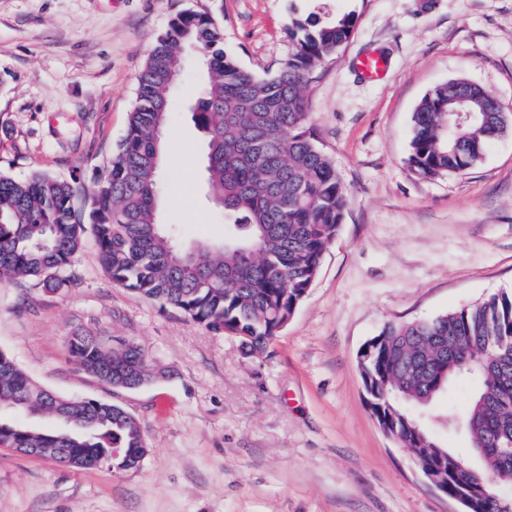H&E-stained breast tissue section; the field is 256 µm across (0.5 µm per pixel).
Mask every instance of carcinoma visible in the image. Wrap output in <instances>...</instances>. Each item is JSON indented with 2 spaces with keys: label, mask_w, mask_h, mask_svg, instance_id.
<instances>
[{
  "label": "carcinoma",
  "mask_w": 512,
  "mask_h": 512,
  "mask_svg": "<svg viewBox=\"0 0 512 512\" xmlns=\"http://www.w3.org/2000/svg\"><path fill=\"white\" fill-rule=\"evenodd\" d=\"M356 24L353 13L292 19L288 60L260 76L224 50L223 30L207 14L177 15L145 60L126 133L82 208L67 180L0 174V283L67 287L58 273L89 233L113 283L264 355L315 282L348 206L333 160L307 125L305 76L336 55ZM194 48L206 78L190 93L191 114L206 136V183L224 211V238L188 243L158 222V203L169 95ZM456 89L453 82L433 88L413 112L410 163L421 175L467 171L490 141L512 133V119L491 111L461 129L448 125ZM67 345L77 367L100 380H149L150 359L137 346L109 347L83 332ZM358 367L382 431L439 475L448 493L467 490L469 512H497L496 484H512V294H492L427 320L389 323L366 342ZM462 375L476 389L462 410L448 408V419L467 434L478 462V476L465 486L463 457L411 411L452 391ZM0 402L67 424L42 433L0 420V445L55 448L51 458L73 468L120 465L123 459L112 460L115 448L136 461L147 447L140 421L122 406L59 396L2 351Z\"/></svg>",
  "instance_id": "obj_1"
}]
</instances>
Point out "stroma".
<instances>
[{"label": "stroma", "instance_id": "35a3bbf8", "mask_svg": "<svg viewBox=\"0 0 512 512\" xmlns=\"http://www.w3.org/2000/svg\"><path fill=\"white\" fill-rule=\"evenodd\" d=\"M209 14L241 66L278 70L297 15L357 16L336 55L306 77L309 125L349 203L320 273L267 355L160 308L104 274L86 239L56 292L0 284V350L66 398L136 416L139 468L71 469L0 447V512H463L387 437L357 363L388 323L431 319L512 293V135L475 167L426 178L408 162L411 117L434 87L464 77L512 113V0H0V173L40 172L93 191L112 162L155 38L178 13ZM376 52L384 76L357 58ZM203 81L187 55L170 95L173 143L160 169L159 221L191 240L224 232L204 179L206 142L184 88ZM127 340L158 378L121 390L69 359L67 336ZM474 388L460 377L429 428Z\"/></svg>", "mask_w": 512, "mask_h": 512}]
</instances>
